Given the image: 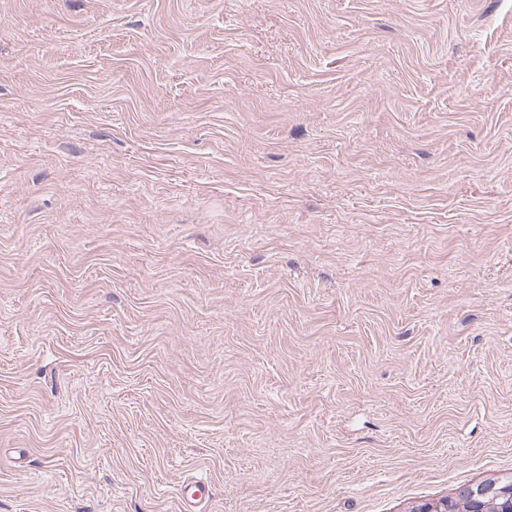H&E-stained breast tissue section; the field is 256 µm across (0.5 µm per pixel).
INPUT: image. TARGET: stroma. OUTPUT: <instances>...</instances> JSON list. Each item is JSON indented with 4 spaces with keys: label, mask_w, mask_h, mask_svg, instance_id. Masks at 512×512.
I'll list each match as a JSON object with an SVG mask.
<instances>
[{
    "label": "stroma",
    "mask_w": 512,
    "mask_h": 512,
    "mask_svg": "<svg viewBox=\"0 0 512 512\" xmlns=\"http://www.w3.org/2000/svg\"><path fill=\"white\" fill-rule=\"evenodd\" d=\"M189 475L512 477V0H0V512Z\"/></svg>",
    "instance_id": "stroma-1"
}]
</instances>
